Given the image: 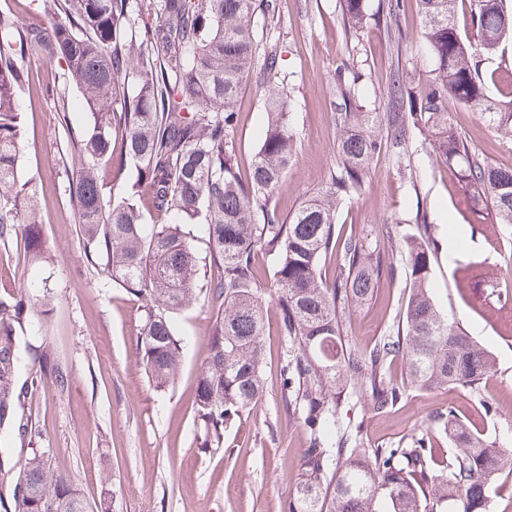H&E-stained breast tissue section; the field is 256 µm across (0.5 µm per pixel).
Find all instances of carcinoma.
Returning a JSON list of instances; mask_svg holds the SVG:
<instances>
[{"label":"carcinoma","mask_w":512,"mask_h":512,"mask_svg":"<svg viewBox=\"0 0 512 512\" xmlns=\"http://www.w3.org/2000/svg\"><path fill=\"white\" fill-rule=\"evenodd\" d=\"M62 17L46 30H29L19 42H0V236L22 231L27 253L43 242L22 180L20 92L27 74L15 56L41 50L61 60L94 117L72 130L66 92H55L64 134L61 153L74 158L68 176L74 223L84 257L139 302L140 355L158 388L176 379L182 339L174 315L202 301L215 319L195 388L203 425L201 448H218L224 426L263 394L266 302L255 273L259 251L274 256L273 288L280 333L294 350L281 368L284 397L303 413L309 445L299 459V483L288 512H488L490 494L512 473V454L489 444L453 411L438 418L455 446L445 473L430 467L432 444L413 436L396 448H362L336 431L344 391L365 398L382 414L407 388L478 389L493 361L457 322L437 308L428 281L430 225H416L399 242L406 296L396 332L359 350L343 336L352 306L365 304L382 272L364 238L336 234V209L361 188L382 149L401 157L419 132L438 161L453 170L473 205L497 224L512 225V166L490 161L450 124L452 106L481 112L488 127L512 137V0H418L421 36L433 68L426 87L412 72L395 70L391 110L360 112L355 88L336 81L342 111L334 113L337 171L329 186L304 201L284 222L268 206L296 148L291 98L280 79V52L260 49L252 19L275 13L273 0H44ZM400 0H379L376 14L387 33L402 38ZM467 11L477 41L468 43L457 22ZM350 29L367 20L365 0H343ZM267 91V133L248 177L228 136L243 84ZM495 87L498 98L488 95ZM137 175L121 195L114 181L127 167ZM202 224L209 260H199L186 226ZM339 257L332 281L321 263ZM26 293L0 301V325L19 319ZM0 347V423L10 411L15 361L10 332ZM399 357L406 382L386 376ZM81 489L55 472L36 448L21 461L13 512H81Z\"/></svg>","instance_id":"1"}]
</instances>
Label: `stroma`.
<instances>
[{"label":"stroma","instance_id":"stroma-1","mask_svg":"<svg viewBox=\"0 0 512 512\" xmlns=\"http://www.w3.org/2000/svg\"><path fill=\"white\" fill-rule=\"evenodd\" d=\"M342 5L343 0H276L273 19L255 20L258 32L279 44L291 91L297 151L269 200L285 218L325 187L336 168L337 70L346 64L354 69L357 102L365 111L385 112L397 65L412 71L419 85L432 67L415 0H403L399 42L372 21L350 34ZM0 17L11 20L4 36L13 40L39 27L48 14L43 0H0ZM17 63L29 76L20 96L22 172L35 192L45 251L35 261L21 234L0 237V300H11L20 289L32 300L11 336L18 358L15 381L27 384L28 392L0 425V459L14 465L21 449H42L90 501L107 498L110 512H288L309 434L301 412L284 399L281 367L291 344L278 332L276 310L268 312L262 397L225 428L221 448L201 453L194 389L213 314L198 303L177 317L181 370L168 389L155 388L139 355L138 304L86 262L73 222L60 160L63 132L51 95L65 83L64 67L34 52ZM235 111L230 139L245 172L265 130L263 89L252 82L244 86ZM451 121L490 160L512 165V139L491 132L479 113L459 106ZM422 216L434 226L435 302L492 354L493 370L478 392L411 389L395 408L378 415L368 413L363 398L346 396L337 426L359 428L367 448H394L411 434H428L432 467L442 471L453 448L434 418L450 408L472 421L489 443L512 450V306L503 298L512 291V227L493 223L485 209L473 207L418 134L406 158L386 152L374 158L361 190L339 204L336 230L365 234L372 250L383 253L391 238L413 232ZM384 224L392 225V235L381 233ZM405 285L404 273H397L380 282L368 304L352 309L346 334L353 344L365 350L395 331ZM485 401L494 406L493 414L484 413Z\"/></svg>","mask_w":512,"mask_h":512}]
</instances>
